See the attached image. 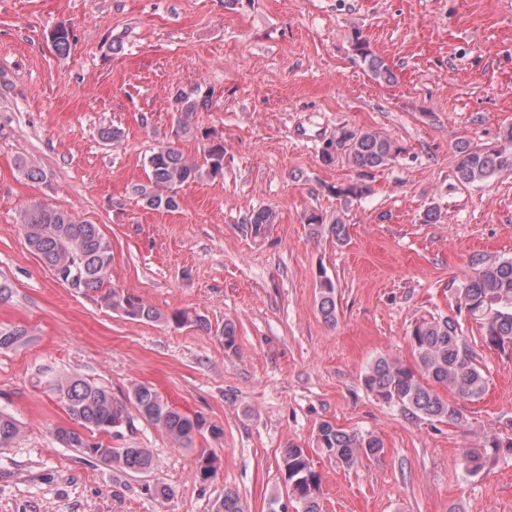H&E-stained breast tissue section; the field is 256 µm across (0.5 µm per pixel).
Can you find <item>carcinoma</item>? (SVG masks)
I'll return each mask as SVG.
<instances>
[{
	"label": "carcinoma",
	"instance_id": "obj_1",
	"mask_svg": "<svg viewBox=\"0 0 512 512\" xmlns=\"http://www.w3.org/2000/svg\"><path fill=\"white\" fill-rule=\"evenodd\" d=\"M52 46L59 54L70 50L72 33L61 25L51 33ZM359 51L374 78L390 83L395 75L379 57L373 55L365 42ZM502 148H473L464 143L457 146L459 160L456 177L462 184L482 183L504 169L512 170V128L503 130ZM337 146L344 149L348 164L362 172L392 163L402 148L388 135L373 130L343 128L336 136ZM148 180L135 188L142 206L149 210L174 211L180 202L177 188L206 174L218 177L224 171V146L213 144L206 157V167L190 162L169 146L158 148L146 160ZM276 214L259 210L247 219V229L255 235L264 232L275 222ZM310 233L327 234L338 242L347 236L346 225L338 220L324 224L311 214L307 218ZM21 226L28 246L40 257L56 277L78 292L95 291L108 276L112 263L109 241L98 225L79 222L67 210L48 204L35 203L24 209ZM471 271L457 289V316L424 319L410 333L414 363L381 356L361 377L363 386L381 399L401 405L404 412L438 422L460 425L465 421L462 402L475 399L486 392L488 374L480 361V353L464 335L465 318L477 327L482 347L506 352L512 347V258L490 259L475 255L470 260ZM319 309L324 319L336 322V285L326 271L319 272ZM108 308L133 321L171 323H204V319L184 310L162 313L143 299L124 292L110 290L101 297ZM25 330H0V349L22 343ZM50 387L63 404L70 424L54 430L61 443L79 448L86 456L123 473L146 474L155 466L152 452L147 448H112L100 441L87 440V434L103 433L110 437L122 435L112 429V423L122 420L133 426L129 408H134L146 422L162 430L173 443L193 449L195 437L207 429L220 434L215 426H206L199 416L186 415L172 405L152 386L134 383L127 396L117 400L105 387L77 375L51 378ZM451 393V402L445 393ZM20 435L14 417L0 412V448H9ZM316 447L336 459V463L351 468L362 458L375 457L383 450L382 440L362 435L323 421L315 433ZM512 454V438L491 437L476 448L463 453L461 464L471 476L481 473L492 458L502 452ZM200 474L209 478L215 470V454L202 449L197 454ZM287 499L296 502V512H323L322 477L311 463L306 449L289 442L280 453ZM212 512H245L239 493L224 490Z\"/></svg>",
	"mask_w": 512,
	"mask_h": 512
}]
</instances>
